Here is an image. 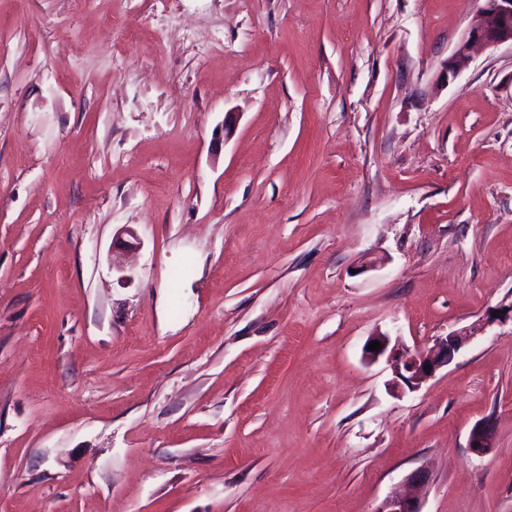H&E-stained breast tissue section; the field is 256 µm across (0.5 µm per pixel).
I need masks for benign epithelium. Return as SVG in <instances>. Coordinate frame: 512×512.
Wrapping results in <instances>:
<instances>
[{"label": "benign epithelium", "mask_w": 512, "mask_h": 512, "mask_svg": "<svg viewBox=\"0 0 512 512\" xmlns=\"http://www.w3.org/2000/svg\"><path fill=\"white\" fill-rule=\"evenodd\" d=\"M481 2L482 5L467 33L457 43L448 59L446 64L448 74L455 76L466 69L471 63L473 48L477 45L495 47L508 42L512 43V0H481ZM507 321L512 322V303L494 307L483 322L451 331L445 336H438L430 345L401 354L390 347L389 334L379 333L371 337L369 342H380L381 349L365 350V359L376 362L384 356L391 358V361L395 362L394 386L416 390L434 377L437 371L449 365L469 339L496 322ZM427 366L430 367L428 371L425 370ZM469 446L478 456L486 454L492 448L491 433L487 426L473 427ZM376 512H421L420 501L413 496L396 493L388 496Z\"/></svg>", "instance_id": "1"}]
</instances>
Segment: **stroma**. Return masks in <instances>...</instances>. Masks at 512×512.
<instances>
[{"mask_svg":"<svg viewBox=\"0 0 512 512\" xmlns=\"http://www.w3.org/2000/svg\"><path fill=\"white\" fill-rule=\"evenodd\" d=\"M480 5L0 0V512H512V326L364 359L512 298ZM492 313L498 314V317L492 316ZM507 321H510L512 325V302L500 304L491 309L484 322L480 321L469 328L451 331L446 336H438L432 340L431 345H425L414 352L405 351L401 354L396 353L395 346L390 348L389 334L379 333L367 341L364 351L365 359L369 362H376L384 356L391 358V361L396 363L394 365V386L400 388L404 385L409 390H416L434 377L437 371L448 366L469 339L484 331L489 325ZM375 341L381 343V349L379 351L369 350L368 346ZM427 365H430V371L425 370ZM377 512H422L420 501L409 495L392 494L382 503Z\"/></svg>","mask_w":512,"mask_h":512,"instance_id":"obj_1","label":"stroma"}]
</instances>
